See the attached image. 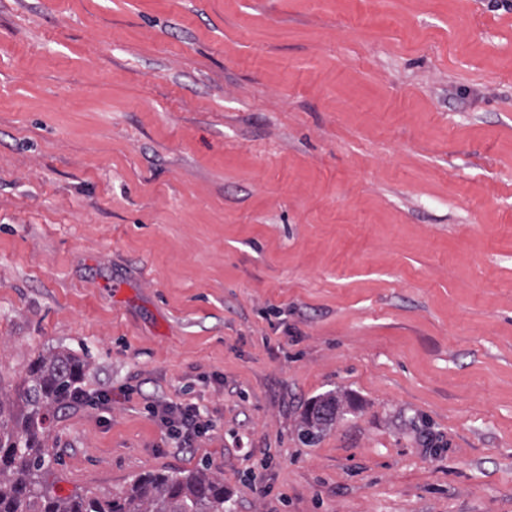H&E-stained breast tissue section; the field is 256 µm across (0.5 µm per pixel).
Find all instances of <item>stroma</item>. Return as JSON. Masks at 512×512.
Returning a JSON list of instances; mask_svg holds the SVG:
<instances>
[{"mask_svg": "<svg viewBox=\"0 0 512 512\" xmlns=\"http://www.w3.org/2000/svg\"><path fill=\"white\" fill-rule=\"evenodd\" d=\"M62 349L57 496L512 512V9L0 0V393ZM323 408L329 407L332 411L329 416H321L317 413L310 411L308 408ZM339 410V401L336 397L331 395L320 397L309 403L304 418L303 426L300 430L299 436L303 442L311 443L327 427L336 422ZM150 411L165 427L167 434L178 441V447L191 446L195 438L206 435L211 428L209 419L203 420L195 403L161 401Z\"/></svg>", "mask_w": 512, "mask_h": 512, "instance_id": "1", "label": "stroma"}]
</instances>
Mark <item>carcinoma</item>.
<instances>
[{
  "label": "carcinoma",
  "instance_id": "1",
  "mask_svg": "<svg viewBox=\"0 0 512 512\" xmlns=\"http://www.w3.org/2000/svg\"><path fill=\"white\" fill-rule=\"evenodd\" d=\"M85 367L84 360L65 350L40 357L16 398L7 402L0 397V512H226L224 481L202 470L144 473L119 498L54 494L49 455L39 434L76 390ZM309 406L328 407L331 413L305 412L299 436L306 443L336 422L339 401L329 395Z\"/></svg>",
  "mask_w": 512,
  "mask_h": 512
}]
</instances>
